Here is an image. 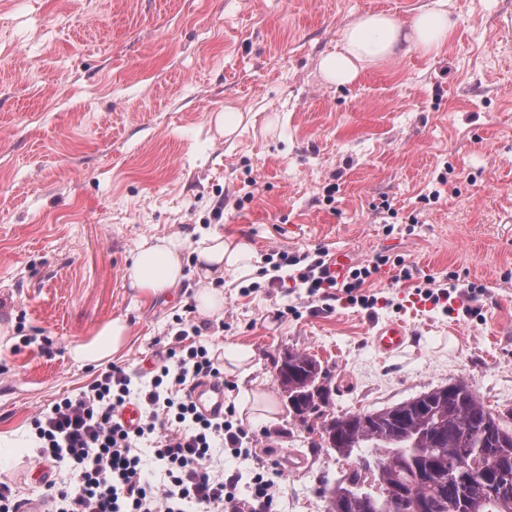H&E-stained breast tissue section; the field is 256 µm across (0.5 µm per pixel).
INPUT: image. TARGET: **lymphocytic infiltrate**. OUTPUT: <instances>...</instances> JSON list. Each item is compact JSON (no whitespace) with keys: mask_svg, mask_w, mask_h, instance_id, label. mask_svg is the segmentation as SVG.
Here are the masks:
<instances>
[{"mask_svg":"<svg viewBox=\"0 0 512 512\" xmlns=\"http://www.w3.org/2000/svg\"><path fill=\"white\" fill-rule=\"evenodd\" d=\"M325 250L303 263L300 256L281 251L278 267L291 268L290 278L310 296L330 300V288L353 294L376 274L380 262L353 269L343 281L328 278ZM149 387L140 390L139 420L126 426L119 417L129 396L127 373L111 366L75 398L40 410L31 426L39 442L35 465H68L76 474L73 485L45 484L43 498L55 512H276V476L254 473L246 496H238V472L214 473L212 451L222 444L240 450L252 436L232 421L210 418L194 404L190 386L223 374L202 345L185 353L168 352ZM152 439L154 456L167 481L151 484L145 477L138 450Z\"/></svg>","mask_w":512,"mask_h":512,"instance_id":"f902f5d3","label":"lymphocytic infiltrate"}]
</instances>
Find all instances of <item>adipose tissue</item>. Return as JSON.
Here are the masks:
<instances>
[{
    "instance_id": "obj_1",
    "label": "adipose tissue",
    "mask_w": 512,
    "mask_h": 512,
    "mask_svg": "<svg viewBox=\"0 0 512 512\" xmlns=\"http://www.w3.org/2000/svg\"><path fill=\"white\" fill-rule=\"evenodd\" d=\"M454 26L446 0H433L432 6L419 10L406 23L384 12L356 15L342 30L340 50L321 57L320 72L336 85L351 84L367 67L402 50L438 51ZM183 245V240L176 236L143 238L126 269L129 288L144 297L179 288L186 278L181 257ZM193 253L195 271L205 281L227 274L244 276L254 268L255 250L251 242L216 231L203 235ZM128 333L125 318L106 320L90 337L70 347L69 355L81 365L111 362L125 345Z\"/></svg>"
}]
</instances>
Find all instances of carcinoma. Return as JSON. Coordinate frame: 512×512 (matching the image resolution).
I'll return each instance as SVG.
<instances>
[{"label":"carcinoma","mask_w":512,"mask_h":512,"mask_svg":"<svg viewBox=\"0 0 512 512\" xmlns=\"http://www.w3.org/2000/svg\"><path fill=\"white\" fill-rule=\"evenodd\" d=\"M315 358L290 352L278 369L294 394V415L321 420V437L356 461L329 491L328 512H391L406 495L419 512H512V432L472 386L457 381L376 412L327 413L329 391L315 387Z\"/></svg>","instance_id":"1"}]
</instances>
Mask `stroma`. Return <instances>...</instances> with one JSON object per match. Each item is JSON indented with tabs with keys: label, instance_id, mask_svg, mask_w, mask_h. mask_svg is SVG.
<instances>
[{
	"label": "stroma",
	"instance_id": "obj_1",
	"mask_svg": "<svg viewBox=\"0 0 512 512\" xmlns=\"http://www.w3.org/2000/svg\"><path fill=\"white\" fill-rule=\"evenodd\" d=\"M432 0H0V459L18 497L41 492L28 467L31 419L86 390L100 367L68 356L102 322L130 336L113 362L133 386L193 312L196 273L146 300L125 270L143 237L214 230L249 240L256 272L216 278L221 316L200 342L255 353L225 375V403L266 395L272 421H234L254 437L225 456L244 477L282 463L279 512H327L351 466L276 381L290 352L316 356L335 413L372 412L460 379L512 431V0H448L457 24L433 54L402 51L339 87L319 71L352 17L410 20ZM244 112L225 139L216 118ZM384 257L363 286L374 306L331 305L276 288L267 254ZM411 276H400L401 268ZM450 299L421 301L427 278ZM411 343L372 344L386 322Z\"/></svg>",
	"mask_w": 512,
	"mask_h": 512
}]
</instances>
